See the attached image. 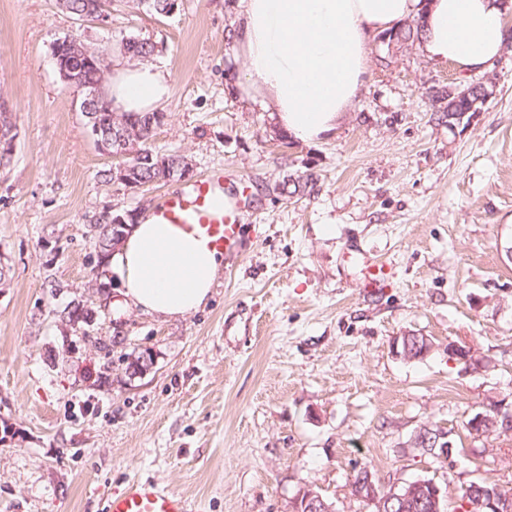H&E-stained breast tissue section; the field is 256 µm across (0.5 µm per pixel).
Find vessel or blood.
Instances as JSON below:
<instances>
[{
	"mask_svg": "<svg viewBox=\"0 0 512 512\" xmlns=\"http://www.w3.org/2000/svg\"><path fill=\"white\" fill-rule=\"evenodd\" d=\"M215 185L212 180L198 181L192 188L166 196L161 214L171 224H189L210 244L224 251L234 250L244 234V212L239 203L225 201L215 206ZM366 277L363 288L376 293L385 288L389 268L372 257L364 259ZM106 512H193L184 496L151 482H139L129 490L112 496Z\"/></svg>",
	"mask_w": 512,
	"mask_h": 512,
	"instance_id": "vessel-or-blood-1",
	"label": "vessel or blood"
}]
</instances>
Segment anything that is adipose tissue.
<instances>
[{"instance_id": "obj_1", "label": "adipose tissue", "mask_w": 512, "mask_h": 512, "mask_svg": "<svg viewBox=\"0 0 512 512\" xmlns=\"http://www.w3.org/2000/svg\"><path fill=\"white\" fill-rule=\"evenodd\" d=\"M506 0H237L231 43L244 60L241 90L268 96L280 125L309 143L330 130L363 86L373 36L421 20V45L464 72L486 69L512 39ZM170 78L146 63L115 65L109 94L126 112H149ZM224 253L186 224L147 215L114 250L108 271L125 305L178 317L209 299Z\"/></svg>"}]
</instances>
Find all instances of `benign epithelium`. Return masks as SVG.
<instances>
[{
    "label": "benign epithelium",
    "mask_w": 512,
    "mask_h": 512,
    "mask_svg": "<svg viewBox=\"0 0 512 512\" xmlns=\"http://www.w3.org/2000/svg\"><path fill=\"white\" fill-rule=\"evenodd\" d=\"M482 91L477 97H472V89L461 85H450L440 88L441 95H436L434 101L438 105H445L449 112H462L464 116L482 111V107L494 94L495 86H487L486 80H480ZM81 102L87 126L91 129V135L100 134L98 123V111L112 107V102L101 94L100 86L91 89L79 88ZM97 146L102 153L114 158L129 159L138 155L137 145L130 144L120 132H112L111 136L97 141ZM413 340L415 347L420 349V356H427L434 347L433 342L427 336H419L413 333H405L403 337H395L392 342V351L399 354L400 339ZM495 416L490 417L484 413L474 415L468 425L470 432L481 435L485 428L501 426V431H512V412H504L499 408L493 409ZM452 432L440 430L436 433L421 434L411 440L416 448H451L453 441ZM355 498L362 501L374 512H396L404 509L408 504L422 508H428L432 512H444L448 507L447 495L442 488L432 479H416L408 482H396L384 488L383 493H378L372 481V475L362 473L356 484ZM468 512H512V497L504 495L498 486L480 485L473 483L469 492V501L466 503ZM286 512H336L335 505L327 504L322 495L314 488L306 489L305 497H296L290 502Z\"/></svg>",
    "instance_id": "1"
}]
</instances>
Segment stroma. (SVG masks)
<instances>
[{
  "mask_svg": "<svg viewBox=\"0 0 512 512\" xmlns=\"http://www.w3.org/2000/svg\"><path fill=\"white\" fill-rule=\"evenodd\" d=\"M233 20L226 0H179L170 16L114 0L111 24L85 32L99 49L130 34L157 43L171 91L152 147L246 198L208 303L163 319L92 295L93 224L110 207L146 214L184 182H103L113 160L50 52L71 15L56 0H0V102L18 132L0 168V512H104L140 480L198 512H286L306 485L337 512H367L350 487L365 467L383 487L434 479L455 512L469 482L512 481V432L464 427L512 409V48L490 68L495 96L452 129L429 90L471 74L372 41L335 128L287 146L261 99L228 87ZM290 174L314 180L292 194ZM357 247L391 268L377 296ZM74 300L97 311L85 342L61 317ZM405 332L432 339L427 357L393 354ZM452 343L478 365L453 359ZM145 351L149 370L130 374ZM429 422L452 433L440 463L408 446Z\"/></svg>",
  "mask_w": 512,
  "mask_h": 512,
  "instance_id": "obj_1",
  "label": "stroma"
}]
</instances>
